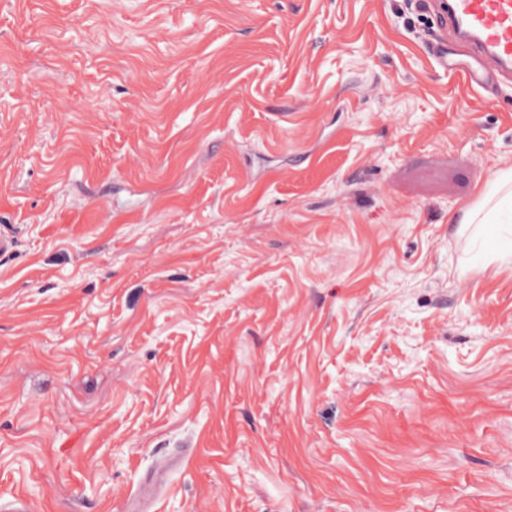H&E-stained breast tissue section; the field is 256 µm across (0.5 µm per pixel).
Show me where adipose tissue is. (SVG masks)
Here are the masks:
<instances>
[{
    "label": "adipose tissue",
    "mask_w": 512,
    "mask_h": 512,
    "mask_svg": "<svg viewBox=\"0 0 512 512\" xmlns=\"http://www.w3.org/2000/svg\"><path fill=\"white\" fill-rule=\"evenodd\" d=\"M449 223L459 225L461 231L485 238L489 227L503 225L504 235L485 258L486 265L512 264V167L500 170L495 181L483 189L477 201L469 208L449 214Z\"/></svg>",
    "instance_id": "obj_1"
}]
</instances>
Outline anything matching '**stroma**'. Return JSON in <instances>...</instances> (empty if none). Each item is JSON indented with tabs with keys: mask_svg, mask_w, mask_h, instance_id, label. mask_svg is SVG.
Here are the masks:
<instances>
[{
	"mask_svg": "<svg viewBox=\"0 0 512 512\" xmlns=\"http://www.w3.org/2000/svg\"><path fill=\"white\" fill-rule=\"evenodd\" d=\"M411 0H0V497L512 512V266L448 215L512 84ZM178 462V457L167 458L157 469L145 477L135 494V502L139 508L132 509V511L142 512L152 509L145 506L154 500L159 488L165 481L167 471L174 468Z\"/></svg>",
	"mask_w": 512,
	"mask_h": 512,
	"instance_id": "35a3bbf8",
	"label": "stroma"
}]
</instances>
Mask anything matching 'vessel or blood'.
<instances>
[{"mask_svg": "<svg viewBox=\"0 0 512 512\" xmlns=\"http://www.w3.org/2000/svg\"><path fill=\"white\" fill-rule=\"evenodd\" d=\"M439 36L432 47L437 64L461 69L468 86L493 88L512 82V0H423ZM177 458L165 459L140 484L135 502H152Z\"/></svg>", "mask_w": 512, "mask_h": 512, "instance_id": "b4317fda", "label": "vessel or blood"}]
</instances>
